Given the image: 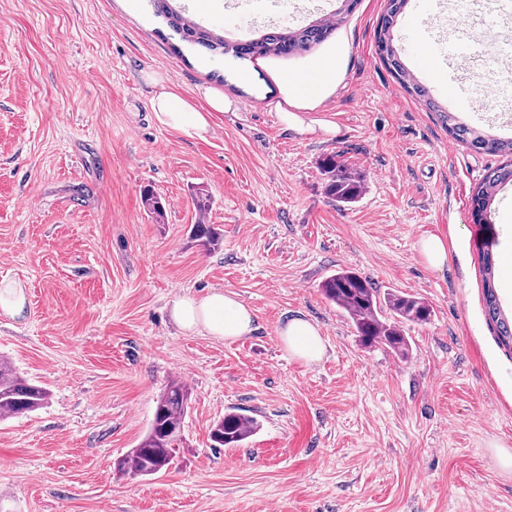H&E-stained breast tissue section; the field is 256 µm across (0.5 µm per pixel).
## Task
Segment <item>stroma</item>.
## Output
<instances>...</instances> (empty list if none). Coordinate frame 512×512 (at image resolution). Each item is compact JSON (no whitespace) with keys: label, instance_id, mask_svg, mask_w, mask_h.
<instances>
[{"label":"stroma","instance_id":"stroma-1","mask_svg":"<svg viewBox=\"0 0 512 512\" xmlns=\"http://www.w3.org/2000/svg\"><path fill=\"white\" fill-rule=\"evenodd\" d=\"M227 2L178 0L230 44L267 21L334 29L304 55L249 60L182 41L150 0H0V277L27 295L22 318L0 316V356L49 391L42 408L0 419V512H512V350L485 313L480 261L490 250L511 314L512 183L485 224L470 207L504 157L454 140L389 72L376 46L385 0L349 14L341 0H255L251 18ZM494 9L512 26L496 0H408L390 38L440 108L509 139L512 59L484 23ZM459 30L469 72L424 68L455 55ZM339 44L336 91L299 111L303 130L285 126L281 73ZM149 73L196 108L209 88L230 108L188 138L157 121ZM329 155L361 180L356 203L326 194ZM202 220L220 228L219 250L191 240ZM431 235L448 243L440 270L417 250ZM342 268L431 305L428 322L405 326L409 358L363 347L321 295ZM213 288L253 310V334L227 343L173 322L174 296ZM297 315L321 329L320 362L279 340ZM174 379L190 392L179 458L151 477L118 472ZM229 412L259 430L211 447Z\"/></svg>","mask_w":512,"mask_h":512}]
</instances>
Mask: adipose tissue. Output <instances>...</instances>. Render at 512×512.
<instances>
[{
	"instance_id": "1",
	"label": "adipose tissue",
	"mask_w": 512,
	"mask_h": 512,
	"mask_svg": "<svg viewBox=\"0 0 512 512\" xmlns=\"http://www.w3.org/2000/svg\"><path fill=\"white\" fill-rule=\"evenodd\" d=\"M343 56V47H336L312 70L284 78V99L277 111L285 123L298 125L297 110L315 108L335 91ZM152 105L161 125L187 137L202 139L210 131L213 113L223 111L225 101L221 94H208V109L202 112L178 92L164 87L153 96ZM171 310L182 329L227 342L237 341L255 330L252 309L230 292L214 290L199 299L179 296L173 300ZM279 336L289 355L298 360L313 363L325 353V340L320 330L306 318L287 319L279 329Z\"/></svg>"
}]
</instances>
